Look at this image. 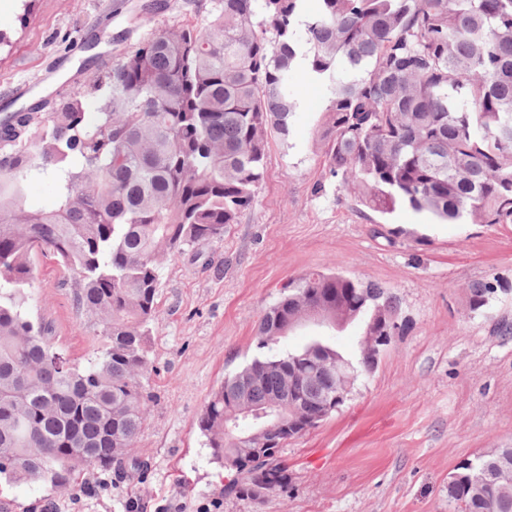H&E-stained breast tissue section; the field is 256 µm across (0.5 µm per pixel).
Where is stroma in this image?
<instances>
[{
	"mask_svg": "<svg viewBox=\"0 0 512 512\" xmlns=\"http://www.w3.org/2000/svg\"><path fill=\"white\" fill-rule=\"evenodd\" d=\"M143 0H0V113L83 88L92 74L146 33ZM71 33L70 42L58 37ZM302 102L290 146L271 141L255 205L223 239L172 255L160 271L158 318L149 340L152 395L134 452L145 478L116 480L90 470L81 483L106 488L73 502L36 482L0 480V512H33L55 498L57 512H448V476L466 459L512 447V224H433L408 209L391 223L411 236L384 238L377 216L360 213L345 191L314 196L325 178L314 133L323 85L296 70ZM317 269L374 283L396 296L400 330L345 405L283 450L288 486L251 502L225 496L230 471L216 463L198 419L229 373L257 355L255 333L281 285ZM496 287L470 312L467 288ZM77 280L56 260H34L33 311L76 362L97 347L94 315L78 312Z\"/></svg>",
	"mask_w": 512,
	"mask_h": 512,
	"instance_id": "1",
	"label": "stroma"
}]
</instances>
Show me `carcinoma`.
Instances as JSON below:
<instances>
[{
	"label": "carcinoma",
	"instance_id": "carcinoma-1",
	"mask_svg": "<svg viewBox=\"0 0 512 512\" xmlns=\"http://www.w3.org/2000/svg\"><path fill=\"white\" fill-rule=\"evenodd\" d=\"M84 93L0 118V478L52 493L85 470L145 463L133 447L151 395L147 338L168 257L220 240L256 201L270 140L290 146L302 107L298 68L326 86L319 125L327 174L380 216L408 208L448 224H512V0H209L204 23L153 27ZM54 177L50 211L26 207L34 176ZM37 254L75 278L78 311L101 345L80 364L29 311ZM491 282L469 286L486 307ZM377 285L313 270L288 281L258 322L271 348L311 314L329 323L398 319ZM313 338L255 357L224 378L198 426L214 459L240 478L224 493L288 485L283 426L234 421L278 405L298 430L336 396L340 373L370 366ZM455 512H512V447L459 463Z\"/></svg>",
	"mask_w": 512,
	"mask_h": 512
}]
</instances>
